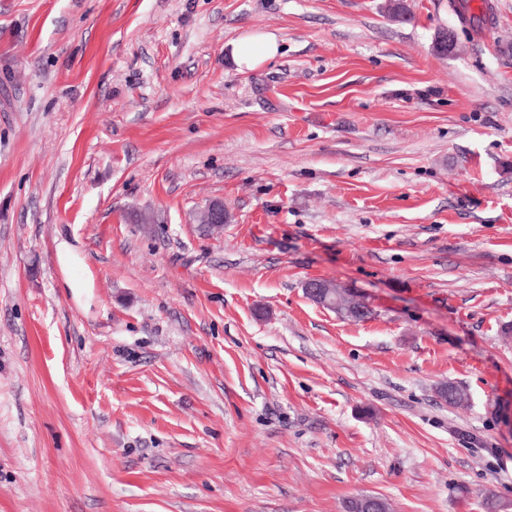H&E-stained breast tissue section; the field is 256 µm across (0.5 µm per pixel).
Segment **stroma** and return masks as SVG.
Wrapping results in <instances>:
<instances>
[{
    "instance_id": "obj_1",
    "label": "stroma",
    "mask_w": 512,
    "mask_h": 512,
    "mask_svg": "<svg viewBox=\"0 0 512 512\" xmlns=\"http://www.w3.org/2000/svg\"><path fill=\"white\" fill-rule=\"evenodd\" d=\"M487 2L476 32L451 0H0V512L512 504V0ZM250 33L280 51L242 72ZM321 292L322 296L335 299L336 310L334 312L344 320L363 322L373 316L371 307L346 292L343 288H334L330 280H325V288H322Z\"/></svg>"
}]
</instances>
